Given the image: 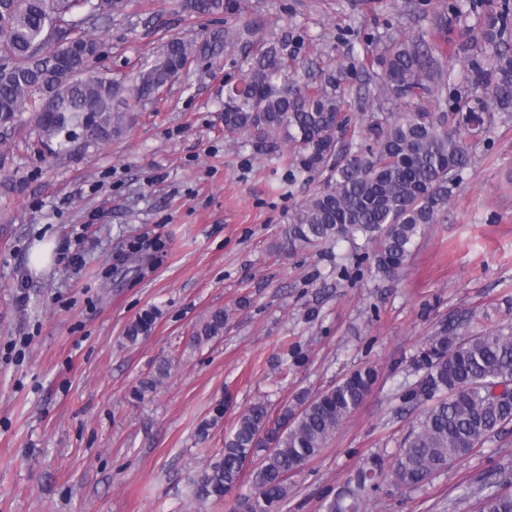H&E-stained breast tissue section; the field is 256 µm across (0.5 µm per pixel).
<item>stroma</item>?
Masks as SVG:
<instances>
[{
	"label": "stroma",
	"instance_id": "1",
	"mask_svg": "<svg viewBox=\"0 0 512 512\" xmlns=\"http://www.w3.org/2000/svg\"><path fill=\"white\" fill-rule=\"evenodd\" d=\"M447 2L421 0L409 15L408 0H242L292 25L303 63L352 67L355 91L366 75L351 46L429 33ZM446 14L452 39L478 37L477 14ZM223 26L190 17L182 0H119L92 35L104 45L100 70L129 78L168 38ZM239 75L232 54L198 58L123 135L65 156L34 150L29 128L0 132V512H230L226 501L197 507L191 481L246 406L374 369L368 396L296 476L284 509L322 512L372 458L392 461L417 414L404 395L432 336L461 317L512 324V121L476 148L407 265L374 280L345 244L272 250L307 189L225 138L224 82ZM45 242L69 246L80 264L32 268ZM339 259L346 271H334ZM216 308L228 313L223 337L189 347ZM147 311L146 337L127 344ZM164 359L166 384L135 400ZM499 472L512 476V433L413 491L383 475L367 512H478L474 488Z\"/></svg>",
	"mask_w": 512,
	"mask_h": 512
}]
</instances>
